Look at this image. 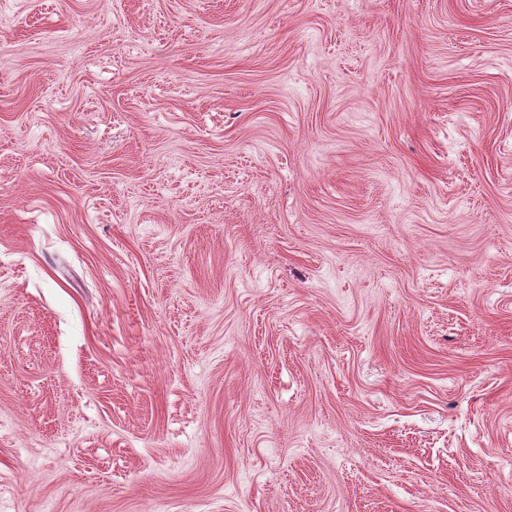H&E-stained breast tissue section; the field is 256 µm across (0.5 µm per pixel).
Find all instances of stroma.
Returning a JSON list of instances; mask_svg holds the SVG:
<instances>
[{"label": "stroma", "instance_id": "35a3bbf8", "mask_svg": "<svg viewBox=\"0 0 512 512\" xmlns=\"http://www.w3.org/2000/svg\"><path fill=\"white\" fill-rule=\"evenodd\" d=\"M0 512H512V0H0Z\"/></svg>", "mask_w": 512, "mask_h": 512}]
</instances>
